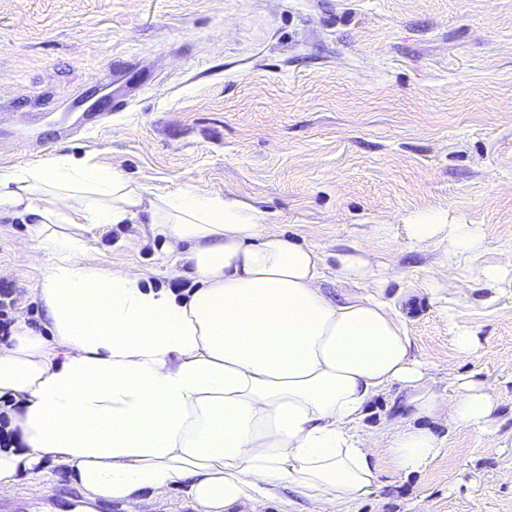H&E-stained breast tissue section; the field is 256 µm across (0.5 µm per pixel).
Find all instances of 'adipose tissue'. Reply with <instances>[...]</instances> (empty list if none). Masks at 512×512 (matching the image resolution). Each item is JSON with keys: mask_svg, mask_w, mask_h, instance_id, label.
Masks as SVG:
<instances>
[{"mask_svg": "<svg viewBox=\"0 0 512 512\" xmlns=\"http://www.w3.org/2000/svg\"><path fill=\"white\" fill-rule=\"evenodd\" d=\"M20 216L49 263L36 297L46 334L17 317L0 347V398L14 445L0 449V496L26 484L48 494L73 469L85 499L136 506L183 486L199 512L294 488L308 512H337L370 493L378 451L416 473L442 451L432 424L495 432L498 396L474 376L439 389L385 285L395 276L367 248L337 253L332 298L326 256L272 234L258 208L219 194H158L117 168L60 153L0 168V212ZM144 222L167 275L100 265L96 229ZM414 240L441 249L430 293L447 301L462 259L483 249L476 224L415 216ZM399 386L383 434L362 430L374 398Z\"/></svg>", "mask_w": 512, "mask_h": 512, "instance_id": "ef3b65f1", "label": "adipose tissue"}]
</instances>
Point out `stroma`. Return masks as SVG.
<instances>
[{"label": "stroma", "mask_w": 512, "mask_h": 512, "mask_svg": "<svg viewBox=\"0 0 512 512\" xmlns=\"http://www.w3.org/2000/svg\"><path fill=\"white\" fill-rule=\"evenodd\" d=\"M100 88L122 103L111 126L56 141ZM61 151L153 192L256 206L330 255L388 225L372 259L399 271L385 293L403 303L414 354L442 387L471 374L495 387L498 445L436 427L446 447L420 472L380 454L356 512H512V282L481 275L512 247V0H0V167ZM433 212L484 234L444 311L427 293L438 251L407 228ZM148 234L123 224L91 244L104 268H149L172 287ZM27 236L0 216V268L39 327L48 258ZM464 330L468 355L454 343ZM81 499L65 475L49 495L12 497L30 512H78Z\"/></svg>", "instance_id": "1"}]
</instances>
